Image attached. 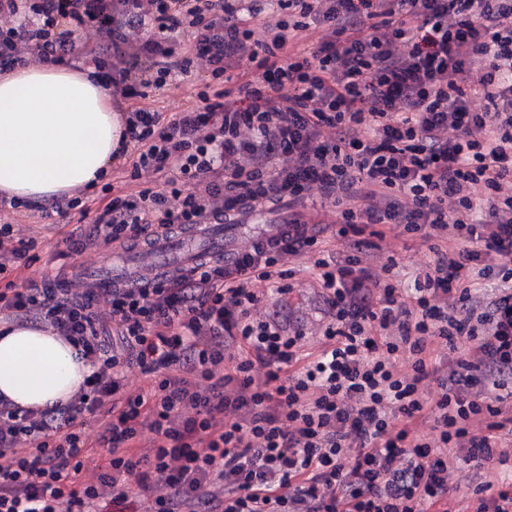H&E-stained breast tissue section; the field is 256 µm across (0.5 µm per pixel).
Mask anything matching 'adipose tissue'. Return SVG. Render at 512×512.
<instances>
[{"label":"adipose tissue","mask_w":512,"mask_h":512,"mask_svg":"<svg viewBox=\"0 0 512 512\" xmlns=\"http://www.w3.org/2000/svg\"><path fill=\"white\" fill-rule=\"evenodd\" d=\"M119 131L92 70L15 68L0 77V191L41 201L105 176ZM88 373L63 340L0 322V392L20 406L65 403Z\"/></svg>","instance_id":"ef3b65f1"}]
</instances>
